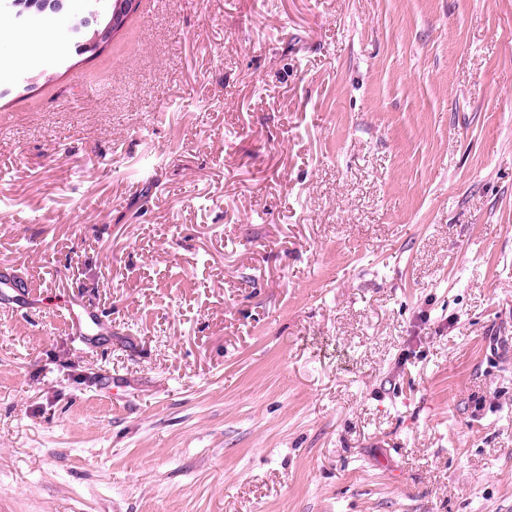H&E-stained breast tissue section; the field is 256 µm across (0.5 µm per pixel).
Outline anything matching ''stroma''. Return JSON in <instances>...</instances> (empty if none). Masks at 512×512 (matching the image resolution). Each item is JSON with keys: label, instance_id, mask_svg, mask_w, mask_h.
Masks as SVG:
<instances>
[{"label": "stroma", "instance_id": "35a3bbf8", "mask_svg": "<svg viewBox=\"0 0 512 512\" xmlns=\"http://www.w3.org/2000/svg\"><path fill=\"white\" fill-rule=\"evenodd\" d=\"M72 49L0 18V512H512V0Z\"/></svg>", "mask_w": 512, "mask_h": 512}]
</instances>
